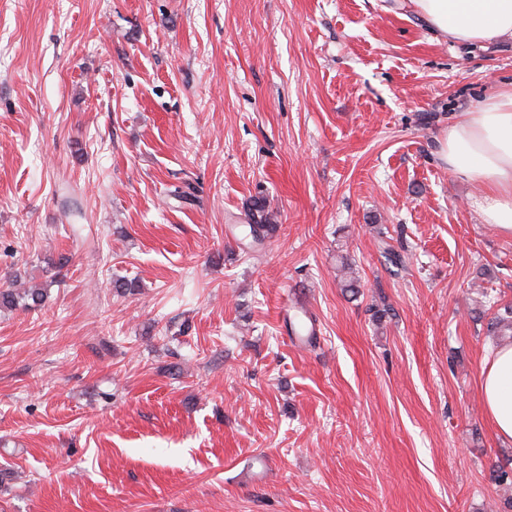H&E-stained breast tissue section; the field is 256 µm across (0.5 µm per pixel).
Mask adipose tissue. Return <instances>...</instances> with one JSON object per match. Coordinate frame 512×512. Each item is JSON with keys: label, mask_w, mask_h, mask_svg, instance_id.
Wrapping results in <instances>:
<instances>
[{"label": "adipose tissue", "mask_w": 512, "mask_h": 512, "mask_svg": "<svg viewBox=\"0 0 512 512\" xmlns=\"http://www.w3.org/2000/svg\"><path fill=\"white\" fill-rule=\"evenodd\" d=\"M443 39L489 43L512 38V0H400ZM450 171L484 187L477 206L485 223L512 235V85L459 113L441 140ZM481 400L497 435L512 442V344L484 360Z\"/></svg>", "instance_id": "adipose-tissue-1"}]
</instances>
